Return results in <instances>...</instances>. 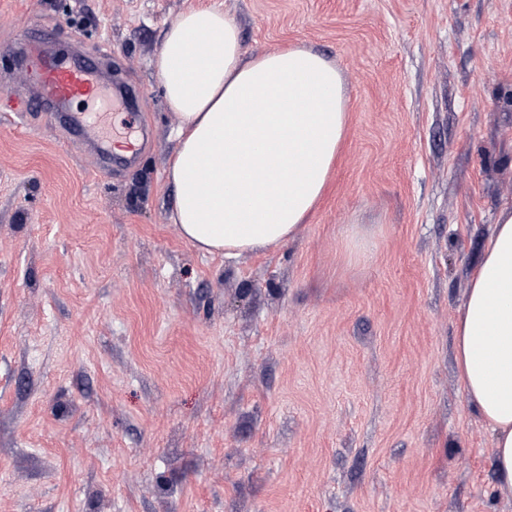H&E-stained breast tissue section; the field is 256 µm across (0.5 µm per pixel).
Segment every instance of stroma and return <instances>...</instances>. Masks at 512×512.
<instances>
[{"instance_id":"obj_1","label":"stroma","mask_w":512,"mask_h":512,"mask_svg":"<svg viewBox=\"0 0 512 512\" xmlns=\"http://www.w3.org/2000/svg\"><path fill=\"white\" fill-rule=\"evenodd\" d=\"M220 5L245 55L303 46L348 124L296 239L237 260L169 221L176 115L151 58ZM143 92L89 122L0 111V512H512L460 383L458 309L512 202V0H0V94L29 23ZM67 129L71 136V142L77 146L89 148L98 141L97 136L87 125L82 114L68 113L66 114ZM93 134V137H92Z\"/></svg>"}]
</instances>
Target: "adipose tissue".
Returning a JSON list of instances; mask_svg holds the SVG:
<instances>
[{
  "instance_id": "1",
  "label": "adipose tissue",
  "mask_w": 512,
  "mask_h": 512,
  "mask_svg": "<svg viewBox=\"0 0 512 512\" xmlns=\"http://www.w3.org/2000/svg\"><path fill=\"white\" fill-rule=\"evenodd\" d=\"M207 49L196 54L193 38ZM181 120L166 171L171 223L199 250L237 258L284 247L322 198L347 126L336 68L289 47L244 59L238 25L192 9L163 31L153 60ZM468 401L494 433L497 489L512 497V207L471 278L455 328Z\"/></svg>"
}]
</instances>
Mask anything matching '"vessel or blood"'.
Instances as JSON below:
<instances>
[{"label":"vessel or blood","instance_id":"obj_1","mask_svg":"<svg viewBox=\"0 0 512 512\" xmlns=\"http://www.w3.org/2000/svg\"><path fill=\"white\" fill-rule=\"evenodd\" d=\"M51 33V28L42 25L30 27L26 42L18 49L30 86L11 96L9 108L22 121L32 112L65 113L72 143L91 147L95 143L93 131L82 114L71 112L70 105L99 95L101 65L95 57L80 51L61 58L40 49V42Z\"/></svg>","mask_w":512,"mask_h":512}]
</instances>
